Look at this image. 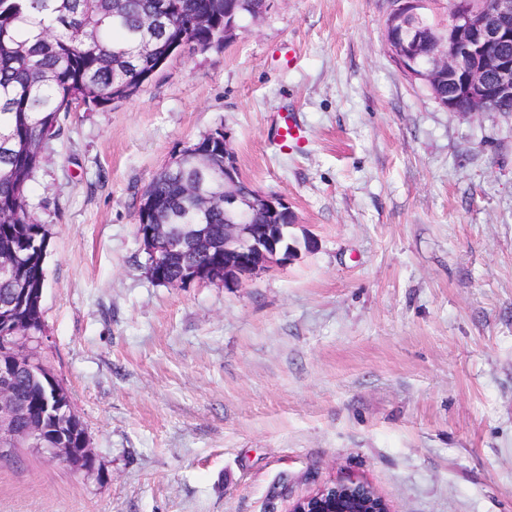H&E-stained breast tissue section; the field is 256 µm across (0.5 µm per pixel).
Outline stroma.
Here are the masks:
<instances>
[{"label":"stroma","instance_id":"1","mask_svg":"<svg viewBox=\"0 0 512 512\" xmlns=\"http://www.w3.org/2000/svg\"><path fill=\"white\" fill-rule=\"evenodd\" d=\"M392 0H270L132 98L63 114L37 357L99 473L0 454V512H288L338 480L391 512H512V112H451L390 54ZM306 139L281 149L282 115ZM223 131L295 257L152 282L145 187Z\"/></svg>","mask_w":512,"mask_h":512}]
</instances>
